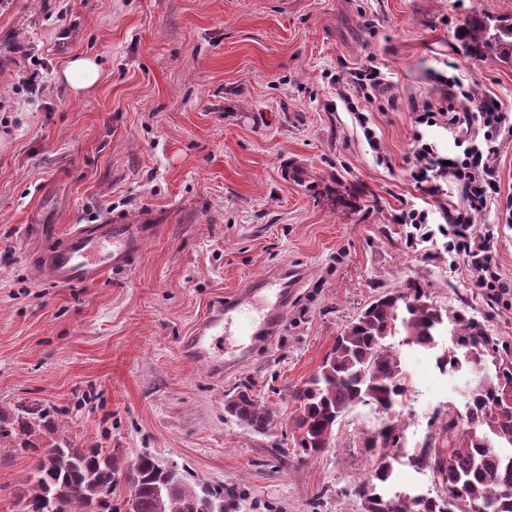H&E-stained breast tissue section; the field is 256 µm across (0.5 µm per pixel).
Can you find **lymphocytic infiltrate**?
Masks as SVG:
<instances>
[{
	"label": "lymphocytic infiltrate",
	"instance_id": "f902f5d3",
	"mask_svg": "<svg viewBox=\"0 0 512 512\" xmlns=\"http://www.w3.org/2000/svg\"><path fill=\"white\" fill-rule=\"evenodd\" d=\"M443 103L424 105L413 115V150L406 160L412 180L429 195H436L441 183L452 184L459 197L449 204L447 224L431 229L430 210L408 208L400 223L410 225L409 241L429 240L434 234L448 237V248L461 256L473 274L475 285L492 290L502 287V277L489 260L488 238L471 232L472 216L482 211L491 195L501 192L500 147L505 136L506 116L497 100L479 97L459 79L449 80ZM444 125L455 134L462 154L444 160L425 134L426 128Z\"/></svg>",
	"mask_w": 512,
	"mask_h": 512
}]
</instances>
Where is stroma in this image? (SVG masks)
<instances>
[{"label": "stroma", "instance_id": "35a3bbf8", "mask_svg": "<svg viewBox=\"0 0 512 512\" xmlns=\"http://www.w3.org/2000/svg\"><path fill=\"white\" fill-rule=\"evenodd\" d=\"M506 0H0V406L57 408L61 433L143 452L189 482L236 488L239 512H360L350 493L372 467L374 407L346 415L330 448L301 457L290 400L372 297L421 282L433 303L468 311L512 344V135L501 196L477 213L505 285L475 288L445 240L409 244L398 215L423 193L405 168L412 114L458 76L512 124V63L468 55L459 30ZM101 67L74 93L76 56ZM372 65L390 86L367 114L372 151L343 100ZM151 215L127 273L86 287L37 283L29 224ZM277 267L303 270L278 336L224 379L181 344L210 305ZM400 346L411 384L389 492L434 494L413 462L447 447L435 412L463 408L468 372L436 358L452 345ZM276 413L257 435L224 410L241 385ZM28 467L0 451V512H21ZM65 82L76 93L93 89L101 78L100 68L91 58L78 57L70 61L63 72Z\"/></svg>", "mask_w": 512, "mask_h": 512}]
</instances>
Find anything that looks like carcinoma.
<instances>
[{
    "instance_id": "1",
    "label": "carcinoma",
    "mask_w": 512,
    "mask_h": 512,
    "mask_svg": "<svg viewBox=\"0 0 512 512\" xmlns=\"http://www.w3.org/2000/svg\"><path fill=\"white\" fill-rule=\"evenodd\" d=\"M462 29L471 55L512 59V8L493 19L475 15ZM442 310L421 284L412 281L370 301L336 336L322 363L291 395L295 446L306 457L331 446L344 416L360 406L389 414L402 402L408 377L392 342L403 334L410 345H438ZM453 347L437 357L446 372L464 367L476 374L465 415L448 416L442 433L448 447L425 444L414 463L431 467L443 493L406 501L387 494L399 461L400 429L388 421L367 438L375 455L369 476L351 495L362 512H512V347L490 335L473 315L453 316ZM227 411L255 433L272 430L273 412L258 404L250 386L242 385ZM29 458L19 501L24 512H202V486L190 485L150 453L122 467L112 453L84 448L59 435L56 409L32 401L0 408V449ZM130 473L131 494L120 497L116 476ZM213 512H237L238 496L208 489Z\"/></svg>"
}]
</instances>
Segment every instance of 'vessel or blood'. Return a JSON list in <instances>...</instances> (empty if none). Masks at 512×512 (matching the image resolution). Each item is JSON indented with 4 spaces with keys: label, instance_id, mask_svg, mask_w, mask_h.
<instances>
[{
    "label": "vessel or blood",
    "instance_id": "1",
    "mask_svg": "<svg viewBox=\"0 0 512 512\" xmlns=\"http://www.w3.org/2000/svg\"><path fill=\"white\" fill-rule=\"evenodd\" d=\"M149 224H132L113 215L94 224L37 225V233L53 240L50 248L29 254L35 278L56 286L93 285L111 273L133 267L141 257L142 244L151 232ZM294 273L285 268L247 280L224 301L212 306L184 342L189 358L208 362L216 376H223L246 362L252 344L270 339L279 332L288 309ZM237 322L248 344L237 356L216 358L213 345L226 323Z\"/></svg>",
    "mask_w": 512,
    "mask_h": 512
}]
</instances>
